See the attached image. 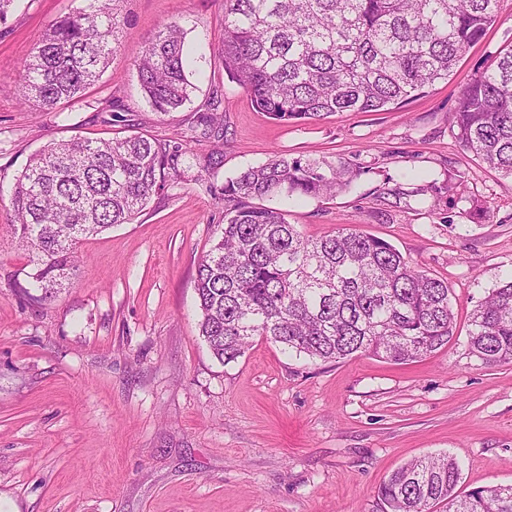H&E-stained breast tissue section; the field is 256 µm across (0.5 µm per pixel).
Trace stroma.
<instances>
[{"label": "stroma", "instance_id": "1", "mask_svg": "<svg viewBox=\"0 0 512 512\" xmlns=\"http://www.w3.org/2000/svg\"><path fill=\"white\" fill-rule=\"evenodd\" d=\"M85 0H16L0 23V512H379L398 466L447 453L461 488L512 485V364L472 352L475 306L512 275V179L459 144L462 88L512 44V0L448 80L401 108L285 122L256 111L224 76L222 0H121L123 51L63 115L22 103L21 62ZM178 20L195 57L189 102L158 117L133 53ZM224 109V161L194 139L212 96ZM146 134L191 142L200 163L129 224L84 238L55 297L2 224L15 178L45 145ZM358 170L330 200L276 196L308 237L348 224L447 281L457 332L435 354L396 365L370 356L313 362L254 338L222 364L199 334L194 281L221 235L212 193L271 156ZM464 177L465 190L455 188ZM408 190L403 199L389 188Z\"/></svg>", "mask_w": 512, "mask_h": 512}]
</instances>
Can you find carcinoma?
Instances as JSON below:
<instances>
[{
  "mask_svg": "<svg viewBox=\"0 0 512 512\" xmlns=\"http://www.w3.org/2000/svg\"><path fill=\"white\" fill-rule=\"evenodd\" d=\"M224 73L253 107L288 121L380 112L425 93L497 21L498 0H223ZM120 0L56 21L21 65L24 103L61 112L97 81L121 48ZM185 31L162 24L134 66L143 97L166 115L190 99ZM221 99L196 118L224 138ZM451 124L464 149L512 178V48L463 89ZM188 147L152 137L73 138L36 152L17 176L9 228L33 254L34 287L50 299L73 269L81 238L128 224L172 178L191 168ZM357 171L346 163L275 156L224 183L222 235L198 264L200 335L228 364L253 338L312 360L369 355L404 364L454 337L448 283L413 266L387 241L339 225L309 239L285 214L260 204L297 195L330 198ZM468 342L483 364L512 363V276L469 317ZM448 454L409 461L379 485L382 512H512V485L467 492Z\"/></svg>",
  "mask_w": 512,
  "mask_h": 512,
  "instance_id": "cac0c4a2",
  "label": "carcinoma"
}]
</instances>
